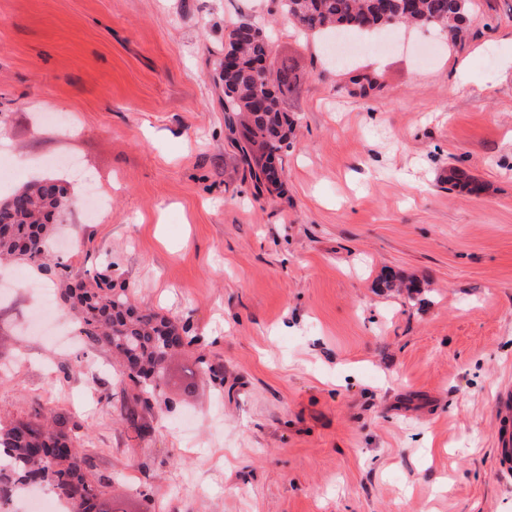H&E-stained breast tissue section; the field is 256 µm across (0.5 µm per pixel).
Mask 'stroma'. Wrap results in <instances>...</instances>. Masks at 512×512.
<instances>
[{
	"mask_svg": "<svg viewBox=\"0 0 512 512\" xmlns=\"http://www.w3.org/2000/svg\"><path fill=\"white\" fill-rule=\"evenodd\" d=\"M270 0H0V196L68 183L61 258L187 326L137 435L120 365L32 267L0 266V422L66 417L135 512H512V0L339 51L272 24L302 76L283 186L224 125V34ZM373 87L360 93L354 77ZM459 170L483 184L471 194ZM82 360L81 373L59 367ZM495 406L500 417L498 460L507 472L512 469V388L506 386L499 391Z\"/></svg>",
	"mask_w": 512,
	"mask_h": 512,
	"instance_id": "obj_1",
	"label": "stroma"
}]
</instances>
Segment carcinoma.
Segmentation results:
<instances>
[{
    "label": "carcinoma",
    "mask_w": 512,
    "mask_h": 512,
    "mask_svg": "<svg viewBox=\"0 0 512 512\" xmlns=\"http://www.w3.org/2000/svg\"><path fill=\"white\" fill-rule=\"evenodd\" d=\"M272 0L306 35L328 31L373 32L400 24L435 26L455 42L468 0L450 20L452 0H418L410 13L404 0ZM224 53L233 62H220L216 78L224 84V125L233 135L243 172L258 193L277 190L281 175L275 160L288 147L293 122L282 107L281 96L291 91L300 76L287 63L264 70L258 67L272 54L266 30L241 20L224 35ZM25 185L18 205L0 204V224L14 227L15 237L0 243V260H17L56 278L64 302L71 303L79 337L90 347L112 352L122 367L123 379L138 390L121 406V420L141 434V412L165 378L167 349L175 341L168 333L172 321L160 313L133 303L123 287L97 278L72 282L68 267L48 257L45 222L65 210L69 191L55 182L50 195H32ZM90 458L71 434L62 416L35 412L27 419L0 423V502L31 482L44 484L63 497L71 512H102L103 495L92 473Z\"/></svg>",
    "instance_id": "cac0c4a2"
}]
</instances>
